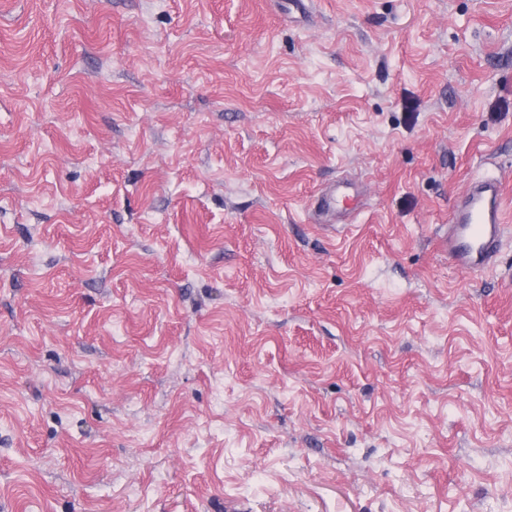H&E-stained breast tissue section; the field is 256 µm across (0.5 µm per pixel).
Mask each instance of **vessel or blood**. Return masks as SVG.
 I'll return each instance as SVG.
<instances>
[{"label": "vessel or blood", "mask_w": 512, "mask_h": 512, "mask_svg": "<svg viewBox=\"0 0 512 512\" xmlns=\"http://www.w3.org/2000/svg\"><path fill=\"white\" fill-rule=\"evenodd\" d=\"M512 202L502 180L472 183L453 205L444 247L459 270L479 272L491 267L505 229V209Z\"/></svg>", "instance_id": "vessel-or-blood-1"}]
</instances>
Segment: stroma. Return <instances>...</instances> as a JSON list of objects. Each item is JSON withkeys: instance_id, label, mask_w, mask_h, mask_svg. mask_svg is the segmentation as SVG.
Returning a JSON list of instances; mask_svg holds the SVG:
<instances>
[{"instance_id": "1", "label": "stroma", "mask_w": 512, "mask_h": 512, "mask_svg": "<svg viewBox=\"0 0 512 512\" xmlns=\"http://www.w3.org/2000/svg\"><path fill=\"white\" fill-rule=\"evenodd\" d=\"M479 171L512 0H0V512H512ZM507 203L510 196L501 179L476 181L455 200L444 247L456 269L479 272L495 263Z\"/></svg>"}]
</instances>
